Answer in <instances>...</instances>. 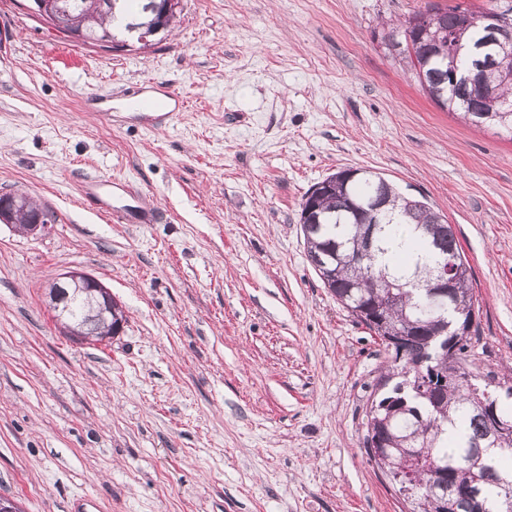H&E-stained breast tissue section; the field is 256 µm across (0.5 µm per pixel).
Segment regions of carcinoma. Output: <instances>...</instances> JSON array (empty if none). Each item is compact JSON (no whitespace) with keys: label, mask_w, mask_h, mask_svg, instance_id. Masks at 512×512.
<instances>
[{"label":"carcinoma","mask_w":512,"mask_h":512,"mask_svg":"<svg viewBox=\"0 0 512 512\" xmlns=\"http://www.w3.org/2000/svg\"><path fill=\"white\" fill-rule=\"evenodd\" d=\"M59 6L67 10L72 25L94 41L115 39L116 29L152 24L159 17L153 0H60ZM466 12L459 4L438 8L428 25L413 28L415 54L428 58L424 90L464 122L494 127L512 137V82L487 69L473 85L453 83V74L471 71L481 61L471 50L486 38L481 26L463 24L461 14ZM345 173L340 170L321 181L322 187L302 202L299 223L308 261L336 301L383 346H388L385 337L403 335L402 344L387 351V369L375 384L364 445L378 438L396 449L379 468L412 474L418 512H467L457 497L435 494L437 483L459 492L477 487L487 512H500V502L512 499V474L502 467L505 458H512V432L499 436L498 455L485 460L499 480L475 483L481 466L472 452L483 443L488 422L487 400L472 389L465 367L471 337H448V348L462 370L460 378L450 380L448 360L431 336L450 302L465 312V321L476 320L470 268L454 229L427 202L402 193L372 171L357 169L337 181ZM375 198L383 204L378 213L369 207ZM370 233L371 250L355 257ZM440 253L463 267L451 300L428 288ZM67 315L90 338L103 339V328L82 302L72 303ZM425 352L432 361L424 369L418 363ZM399 448H417L419 453L405 456Z\"/></svg>","instance_id":"obj_1"}]
</instances>
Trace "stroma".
<instances>
[{"mask_svg":"<svg viewBox=\"0 0 512 512\" xmlns=\"http://www.w3.org/2000/svg\"><path fill=\"white\" fill-rule=\"evenodd\" d=\"M487 0H181L151 47L77 45L0 0V495L23 512H406L370 459L378 339L308 262L300 210L341 169L452 224L480 306L479 382L512 373V137L460 122L381 23ZM171 99L147 126L131 96ZM119 179L103 212L81 193ZM78 268L119 335L60 333L45 287ZM19 198L20 197L15 195L12 197L11 200L13 205L11 208L6 206H3L2 208L0 207V223L8 224L20 233L34 234L41 228H44L45 224L51 222L52 216L50 215V211L40 207L28 197L29 203L27 212L20 217L17 216L16 219L18 220L19 224H14V220H12L11 217L13 215V208L15 203ZM37 213L42 217V221L41 217H37L36 219L31 220L29 224H25V222H27L33 215L36 216Z\"/></svg>","mask_w":512,"mask_h":512,"instance_id":"obj_1","label":"stroma"}]
</instances>
